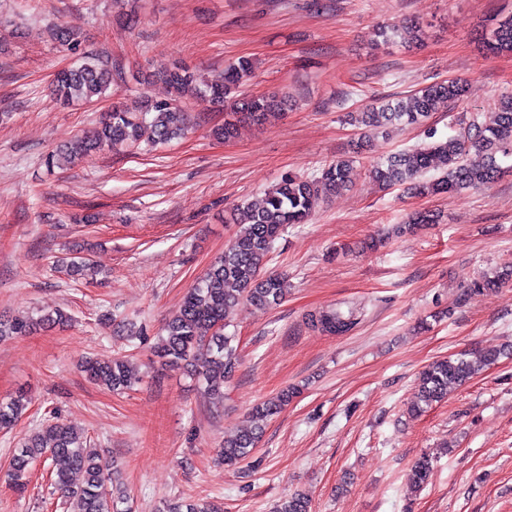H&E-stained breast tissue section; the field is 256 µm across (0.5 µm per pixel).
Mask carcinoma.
<instances>
[{
	"mask_svg": "<svg viewBox=\"0 0 512 512\" xmlns=\"http://www.w3.org/2000/svg\"><path fill=\"white\" fill-rule=\"evenodd\" d=\"M45 34L61 49L78 55L74 64L56 76L55 102L68 106L106 97L112 84L121 77L119 66L105 55L81 50V35L65 25L50 26ZM486 47L493 54L512 53V14L496 22ZM251 74V62L241 59L223 74L199 83L196 74L185 65L159 64L146 74L144 81L164 83L170 89L169 97L157 100L145 96L137 110L112 106L95 127L48 154L45 166L52 169L58 157L74 161L118 145L135 148L146 131L150 132L153 145L187 137L193 130V121L181 96L191 86L201 96L224 107V125L214 129L213 134L229 140L237 135L242 124H262L286 109V96L249 95L242 91L244 78ZM467 93V86L456 80L434 82L395 100L371 104L350 114V121L365 128L422 126L441 105L459 101ZM433 166L440 170L439 176L423 180V174ZM349 168L350 160L338 159L325 165L313 178L288 174L258 201L234 209L226 222L239 225V230L224 253L210 263L186 293L168 320L165 335L154 346V356L177 369L202 362V369L196 373L198 381L210 395L224 398V381L232 376L238 362L235 337L225 333L230 309L245 302L259 311H267L285 299L286 278L267 271L272 245L284 227L307 223L324 198L345 190ZM507 171L512 172V93L501 95L493 111L471 116L464 127L447 138L388 155L372 166L370 174L387 187L402 186L414 194L428 195L457 194L486 186ZM436 221L433 213L418 211L400 226V231ZM511 276L512 271L484 273L471 280L469 292L492 294ZM67 321L68 315L60 310L21 321L0 318V340L26 336L37 328L60 326ZM309 321L312 326L336 335L348 332L354 325L353 313L338 309L312 314ZM510 353L512 344L488 349L474 358L464 353L432 362L419 375L408 415H422L447 398L450 388L464 385L484 366ZM81 368L91 381L112 391L128 390L139 382L124 356L88 358ZM298 395V388L286 387L274 398L257 404L253 412L257 425L224 438L220 450L224 467L235 468L246 461L262 436L259 422L275 415ZM29 403L24 392L1 401L0 429L12 428ZM48 460L60 464L54 472L53 484L61 492L67 512H131L130 496L113 486L107 462L86 437L59 418L39 425L11 457L6 470L9 484L24 492L33 464ZM430 468L431 459L427 456L415 463L409 473L414 488H423ZM74 470L84 473L83 483H72L70 474ZM165 512H221V508L213 503L179 498L166 504ZM276 512H310V500L304 494L294 493L282 501Z\"/></svg>",
	"mask_w": 512,
	"mask_h": 512,
	"instance_id": "1",
	"label": "carcinoma"
}]
</instances>
